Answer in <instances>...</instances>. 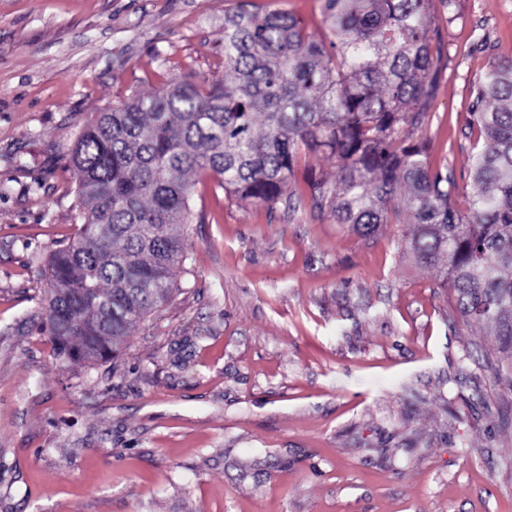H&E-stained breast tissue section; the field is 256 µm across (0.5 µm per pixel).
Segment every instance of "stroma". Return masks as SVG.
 Segmentation results:
<instances>
[{"instance_id": "35a3bbf8", "label": "stroma", "mask_w": 512, "mask_h": 512, "mask_svg": "<svg viewBox=\"0 0 512 512\" xmlns=\"http://www.w3.org/2000/svg\"><path fill=\"white\" fill-rule=\"evenodd\" d=\"M308 33L323 0H250ZM237 0H0V512H512V359L438 269L311 210L192 175L176 289L111 359L59 362L45 255L81 223L69 153L97 112L224 73ZM432 165L466 210L474 85L512 0H451Z\"/></svg>"}]
</instances>
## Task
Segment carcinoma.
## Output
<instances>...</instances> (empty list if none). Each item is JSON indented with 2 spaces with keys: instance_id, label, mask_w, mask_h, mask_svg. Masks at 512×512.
Here are the masks:
<instances>
[{
  "instance_id": "carcinoma-1",
  "label": "carcinoma",
  "mask_w": 512,
  "mask_h": 512,
  "mask_svg": "<svg viewBox=\"0 0 512 512\" xmlns=\"http://www.w3.org/2000/svg\"><path fill=\"white\" fill-rule=\"evenodd\" d=\"M449 5L324 0L325 41L291 14L238 0L224 13L221 78L173 80L98 113L70 154L82 223L47 259L56 358L104 361L171 296L186 260L189 174H213L235 201L299 204L289 185L317 154L336 158L338 176L303 177L312 207L365 237L405 225L414 262L438 268L462 318L493 328L512 354V61L477 82L469 125L484 142L466 211L415 138L440 89L434 51Z\"/></svg>"
}]
</instances>
